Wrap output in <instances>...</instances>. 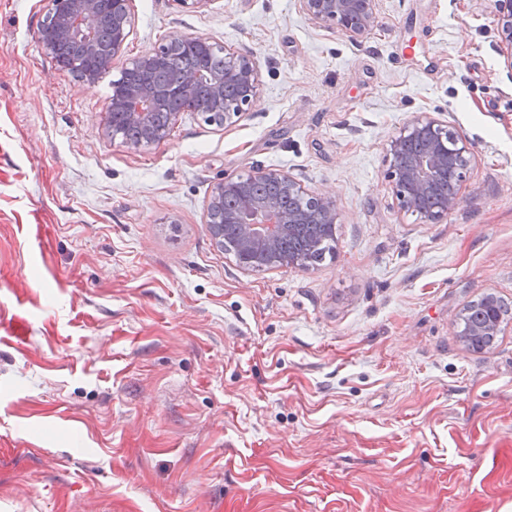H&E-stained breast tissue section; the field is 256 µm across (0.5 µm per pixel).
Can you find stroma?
I'll return each instance as SVG.
<instances>
[{"label":"stroma","mask_w":512,"mask_h":512,"mask_svg":"<svg viewBox=\"0 0 512 512\" xmlns=\"http://www.w3.org/2000/svg\"><path fill=\"white\" fill-rule=\"evenodd\" d=\"M90 84L46 0H0V512H512V72L490 0H378L352 39L298 0H129ZM175 36L253 53L260 96L133 151L112 82ZM428 113L470 142L458 208L400 210L388 145ZM280 170L333 194L334 258L242 272L206 208ZM241 177H226L224 181L219 182L213 189L212 195L207 205V224L209 234L215 246L224 250L225 243L227 250L232 249L231 241L233 237V228L230 225L224 228V189L232 186L236 181L243 180ZM495 293H486L480 299L482 304L486 305V316L484 320L477 323L469 329L466 338L463 339L465 346L469 348L470 344L476 342L478 339L484 337L480 343L473 345L472 350L477 352H483L495 347L499 341V335L503 326L507 325L512 321V304L506 300H499L495 304L497 299ZM479 299V300H480ZM494 304L497 311V319L494 316ZM497 320L499 323V335L491 336L498 330Z\"/></svg>","instance_id":"1"}]
</instances>
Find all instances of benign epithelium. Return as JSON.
Here are the masks:
<instances>
[{
	"label": "benign epithelium",
	"mask_w": 512,
	"mask_h": 512,
	"mask_svg": "<svg viewBox=\"0 0 512 512\" xmlns=\"http://www.w3.org/2000/svg\"><path fill=\"white\" fill-rule=\"evenodd\" d=\"M101 0H48V13L57 23L56 35L72 37L75 32L86 37L84 41V62L82 65L57 63L60 73H76L82 80L95 83L106 75L112 60L117 57L129 37L131 17L128 0H110L112 5V25L108 38L99 37L101 26ZM300 8L319 24H333L346 36L355 39L365 34L376 18V0H299ZM494 17L497 25V50L504 59L506 67L512 71V0H493ZM224 74L211 80L214 97L222 101L224 84L233 83L244 90L242 98L224 103V123H232L256 102L259 97V72L253 56L232 48H224ZM161 54L156 49L137 58L131 68L141 74L140 83L131 87L121 104L111 101L105 109L104 130L107 135L115 131V117L138 123L145 129V136L127 147L137 151L145 146L165 140L178 123L182 112L167 114L163 122L151 119L153 91L149 87V70ZM199 75L185 77L169 93L181 99L186 111H201L193 98V87ZM425 139L430 148L427 152L405 157L402 144L407 139ZM462 161L458 170L459 178H465V172L473 157L470 143L457 130L428 113L414 116L399 128L392 137L389 165L385 173L386 181L405 212L417 210L418 198L426 193L432 183L448 171V147ZM259 175L279 182L290 193L305 197L308 205L324 213L326 221L335 225L339 220L334 197L327 191L312 192L292 179L287 173L277 170H262ZM238 178L226 177L218 183L207 205V224L209 234L219 249H224V189L232 186ZM461 201L455 194L437 210L423 214L424 221L435 222L456 209ZM233 223L239 225V238L236 251L250 258L264 254L269 259L268 268L279 270L290 267H303L307 260L299 259L277 250L278 240L293 234L302 228L305 220L298 214H290L271 201L255 199L243 194L239 207L233 217ZM497 295L490 292L481 297L486 305L484 320L469 329L463 339L465 346L484 336H491L498 330L494 316V304Z\"/></svg>",
	"instance_id": "7a95c632"
}]
</instances>
